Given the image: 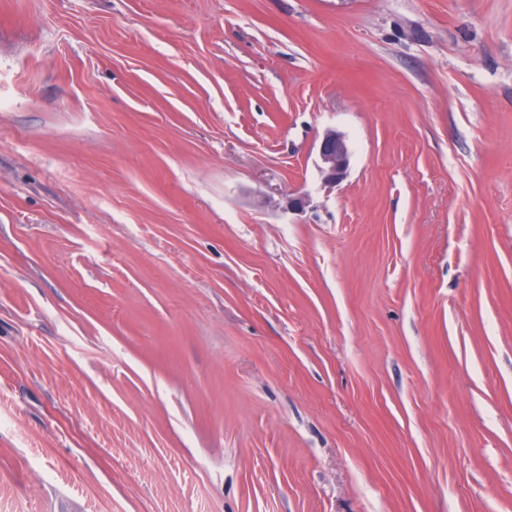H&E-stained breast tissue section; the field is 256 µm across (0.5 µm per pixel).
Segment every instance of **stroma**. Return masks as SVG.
<instances>
[{
	"instance_id": "obj_1",
	"label": "stroma",
	"mask_w": 512,
	"mask_h": 512,
	"mask_svg": "<svg viewBox=\"0 0 512 512\" xmlns=\"http://www.w3.org/2000/svg\"><path fill=\"white\" fill-rule=\"evenodd\" d=\"M0 512H512V0H0ZM319 171L330 184L340 182L348 169L350 151L345 137L336 131H327L319 144Z\"/></svg>"
}]
</instances>
